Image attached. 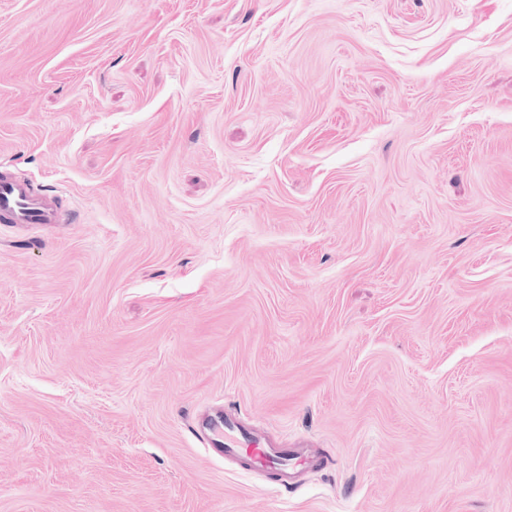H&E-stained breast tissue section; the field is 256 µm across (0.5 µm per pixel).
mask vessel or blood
Masks as SVG:
<instances>
[{
	"mask_svg": "<svg viewBox=\"0 0 512 512\" xmlns=\"http://www.w3.org/2000/svg\"><path fill=\"white\" fill-rule=\"evenodd\" d=\"M58 219L54 195L35 193L24 180L0 176V223L54 224ZM190 427L213 455L248 460L286 489L296 487L300 475L323 464L318 449L282 446L269 433L245 424L230 404L192 421Z\"/></svg>",
	"mask_w": 512,
	"mask_h": 512,
	"instance_id": "obj_1",
	"label": "vessel or blood"
}]
</instances>
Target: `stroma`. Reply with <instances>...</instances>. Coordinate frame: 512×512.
<instances>
[{
	"label": "stroma",
	"mask_w": 512,
	"mask_h": 512,
	"mask_svg": "<svg viewBox=\"0 0 512 512\" xmlns=\"http://www.w3.org/2000/svg\"><path fill=\"white\" fill-rule=\"evenodd\" d=\"M0 170V512H512V0H0ZM55 195L33 192L25 180L0 176V223L56 224ZM190 428L201 436L213 455L247 459L254 469L275 477L285 488H294L300 475L320 468L323 458L317 448H288L273 440L268 432L245 424L235 406L224 403Z\"/></svg>",
	"instance_id": "stroma-1"
}]
</instances>
